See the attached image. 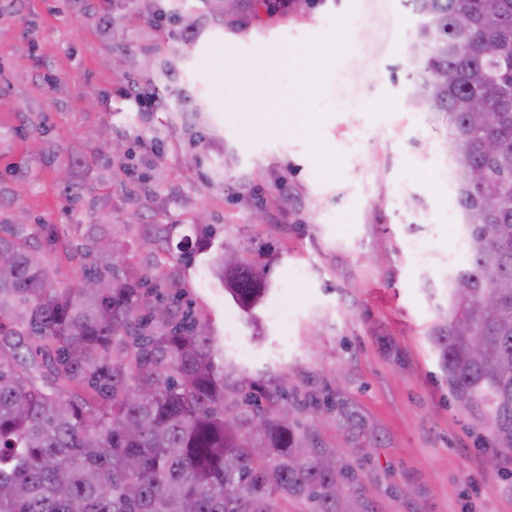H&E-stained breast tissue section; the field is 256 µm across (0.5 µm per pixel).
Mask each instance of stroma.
Masks as SVG:
<instances>
[{
  "mask_svg": "<svg viewBox=\"0 0 512 512\" xmlns=\"http://www.w3.org/2000/svg\"><path fill=\"white\" fill-rule=\"evenodd\" d=\"M184 16L196 36L175 55ZM417 24L402 0L236 20L205 0H111L106 18L97 0H0V224H46L75 248L119 237L237 376L286 382L301 428L349 459L375 512H512V452L459 407L432 342L465 230L457 182L438 176L455 126L410 102ZM134 84L157 106L126 98ZM205 223L271 260L259 327L210 277ZM413 237L429 264L407 254Z\"/></svg>",
  "mask_w": 512,
  "mask_h": 512,
  "instance_id": "stroma-1",
  "label": "stroma"
}]
</instances>
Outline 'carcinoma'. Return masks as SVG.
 <instances>
[{
    "label": "carcinoma",
    "mask_w": 512,
    "mask_h": 512,
    "mask_svg": "<svg viewBox=\"0 0 512 512\" xmlns=\"http://www.w3.org/2000/svg\"><path fill=\"white\" fill-rule=\"evenodd\" d=\"M406 5L423 58L411 101L456 126L467 219V261L432 341L454 399L512 451V0ZM474 104L490 122L474 119ZM224 247L210 272L248 313L269 264L228 268ZM1 252L0 512H288L290 501L301 512H374L355 468L296 427L299 408L245 391L213 330L188 315L173 322L167 295L118 265L117 242L77 250L81 276L64 288L25 225L0 224ZM491 293L498 303H483Z\"/></svg>",
    "instance_id": "carcinoma-1"
}]
</instances>
